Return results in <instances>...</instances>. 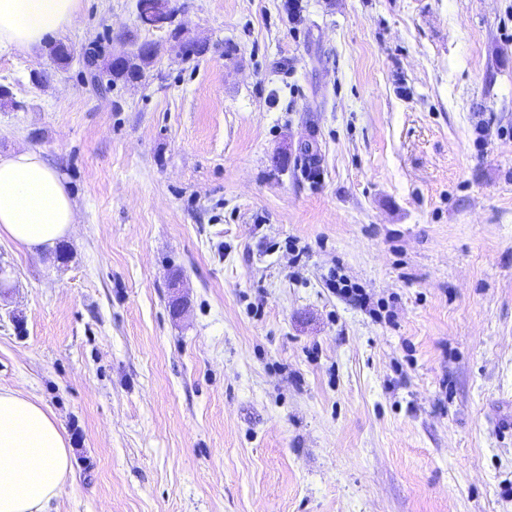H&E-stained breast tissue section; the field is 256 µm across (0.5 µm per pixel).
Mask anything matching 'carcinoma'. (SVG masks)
Returning <instances> with one entry per match:
<instances>
[{
  "label": "carcinoma",
  "mask_w": 512,
  "mask_h": 512,
  "mask_svg": "<svg viewBox=\"0 0 512 512\" xmlns=\"http://www.w3.org/2000/svg\"><path fill=\"white\" fill-rule=\"evenodd\" d=\"M135 12L138 25L143 28H162L160 0H136ZM163 45H157L154 53L148 55L136 52L117 60L112 50L105 49L97 40L91 41L84 51V63L90 74V82L97 88L108 89L118 83H133L146 78V70L154 63ZM48 53L60 67H65L70 58V50L62 42L48 45Z\"/></svg>",
  "instance_id": "carcinoma-1"
}]
</instances>
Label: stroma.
Masks as SVG:
<instances>
[{
	"instance_id": "obj_1",
	"label": "stroma",
	"mask_w": 512,
	"mask_h": 512,
	"mask_svg": "<svg viewBox=\"0 0 512 512\" xmlns=\"http://www.w3.org/2000/svg\"><path fill=\"white\" fill-rule=\"evenodd\" d=\"M173 4L209 50L142 83L80 60L166 41L135 0H82L66 67L0 53V154L75 205L0 238V389L73 454L48 512H512V0Z\"/></svg>"
}]
</instances>
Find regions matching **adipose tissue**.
I'll list each match as a JSON object with an SVG mask.
<instances>
[{
  "mask_svg": "<svg viewBox=\"0 0 512 512\" xmlns=\"http://www.w3.org/2000/svg\"><path fill=\"white\" fill-rule=\"evenodd\" d=\"M81 0H0V51L28 52L71 26ZM75 220L42 151L0 156V236L29 251L54 247ZM64 429L41 404L0 390V512H45L72 469Z\"/></svg>",
  "mask_w": 512,
  "mask_h": 512,
  "instance_id": "ef3b65f1",
  "label": "adipose tissue"
}]
</instances>
